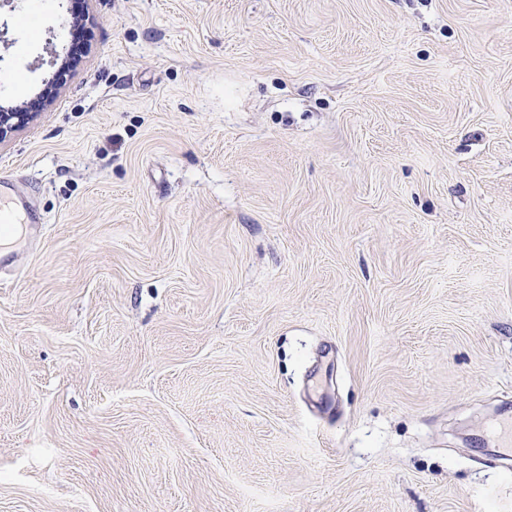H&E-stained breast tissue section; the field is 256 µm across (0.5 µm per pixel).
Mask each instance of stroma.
Returning a JSON list of instances; mask_svg holds the SVG:
<instances>
[{"mask_svg":"<svg viewBox=\"0 0 512 512\" xmlns=\"http://www.w3.org/2000/svg\"><path fill=\"white\" fill-rule=\"evenodd\" d=\"M0 5V512H512V0ZM40 107L38 99L29 100L15 107L19 112H0V140L3 135L25 124ZM0 221L4 224H27V216L21 210L19 201L0 188Z\"/></svg>","mask_w":512,"mask_h":512,"instance_id":"35a3bbf8","label":"stroma"}]
</instances>
